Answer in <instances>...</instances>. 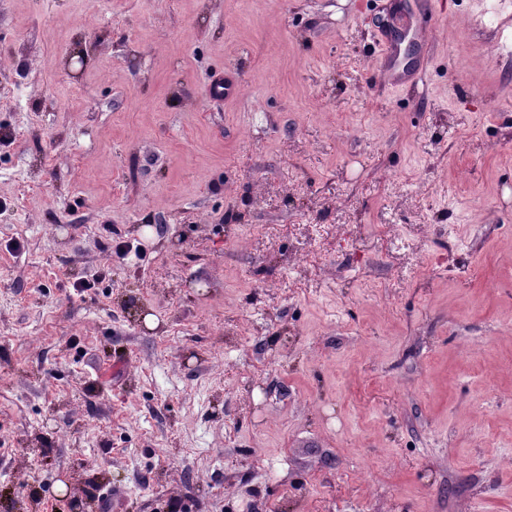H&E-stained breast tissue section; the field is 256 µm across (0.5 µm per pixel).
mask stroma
<instances>
[{
  "label": "stroma",
  "mask_w": 512,
  "mask_h": 512,
  "mask_svg": "<svg viewBox=\"0 0 512 512\" xmlns=\"http://www.w3.org/2000/svg\"><path fill=\"white\" fill-rule=\"evenodd\" d=\"M66 482L512 512V0H0V512Z\"/></svg>",
  "instance_id": "stroma-1"
}]
</instances>
